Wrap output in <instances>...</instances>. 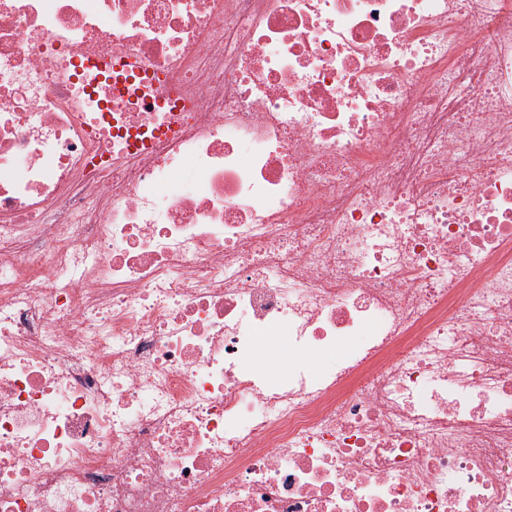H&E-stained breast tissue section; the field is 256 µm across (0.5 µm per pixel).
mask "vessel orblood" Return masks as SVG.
I'll list each match as a JSON object with an SVG mask.
<instances>
[{"label":"vessel or blood","mask_w":512,"mask_h":512,"mask_svg":"<svg viewBox=\"0 0 512 512\" xmlns=\"http://www.w3.org/2000/svg\"><path fill=\"white\" fill-rule=\"evenodd\" d=\"M72 66L77 79L86 94L96 103V110L102 122H110L113 98L121 97L134 76L140 70L133 58L103 60L85 56L72 59Z\"/></svg>","instance_id":"b4317fda"}]
</instances>
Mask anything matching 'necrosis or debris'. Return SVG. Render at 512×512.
Returning <instances> with one entry per match:
<instances>
[{
	"label": "necrosis or debris",
	"instance_id": "1",
	"mask_svg": "<svg viewBox=\"0 0 512 512\" xmlns=\"http://www.w3.org/2000/svg\"><path fill=\"white\" fill-rule=\"evenodd\" d=\"M0 512H512V0H0ZM72 66L77 79L84 87L85 93L92 101L97 102L95 112L100 113V119L109 123L112 115V92L119 98L129 87L134 76H141L140 70L131 57L118 58L110 61L100 58L73 56ZM117 73L118 75H115ZM100 90H106V95L100 98Z\"/></svg>",
	"mask_w": 512,
	"mask_h": 512
}]
</instances>
